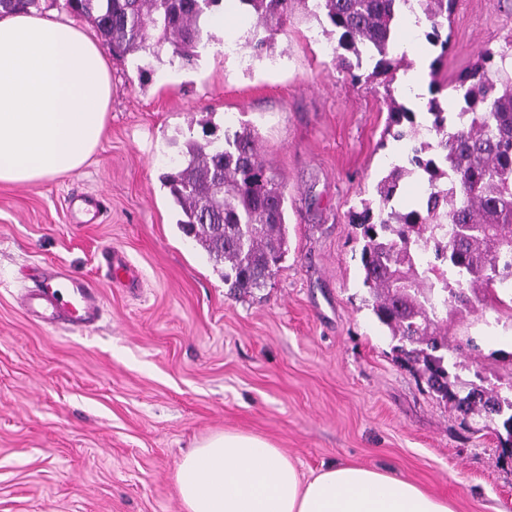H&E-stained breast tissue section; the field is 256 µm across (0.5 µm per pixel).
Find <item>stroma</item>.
<instances>
[{
  "label": "stroma",
  "mask_w": 512,
  "mask_h": 512,
  "mask_svg": "<svg viewBox=\"0 0 512 512\" xmlns=\"http://www.w3.org/2000/svg\"><path fill=\"white\" fill-rule=\"evenodd\" d=\"M254 19L225 16L214 50L171 65V49L109 56L112 102L102 141L80 171L0 185V512H184L182 455L212 434L262 436L304 473L329 464L385 468L448 498L454 512H512V448L437 398L365 298L360 231L350 213L406 146L386 132L390 99L426 122L431 87L461 108L450 81L478 50L512 38V0H456L450 50L424 28L405 50L436 59L410 95L406 67L352 83L338 36L303 0L269 47ZM255 131L288 198V253L265 287L236 295L222 265L177 226L161 182L188 141ZM99 194L98 223L69 202ZM134 279L108 277L103 249ZM91 280L95 327H43L22 297L52 265ZM481 337L459 382L512 381V306L473 302L448 316V337Z\"/></svg>",
  "instance_id": "obj_1"
}]
</instances>
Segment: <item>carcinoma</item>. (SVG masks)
I'll return each mask as SVG.
<instances>
[{
	"mask_svg": "<svg viewBox=\"0 0 512 512\" xmlns=\"http://www.w3.org/2000/svg\"><path fill=\"white\" fill-rule=\"evenodd\" d=\"M43 0H0V16ZM223 0H65L68 12L91 20L112 53L121 57L168 45L172 56L190 63L212 41L209 18ZM257 17L254 47L264 48L288 20L291 0H238ZM417 5L426 39L448 54L444 37L455 0H314L313 14H324L340 32V58L351 81L363 61L376 59L372 74L393 67L389 55L397 14ZM512 54L484 47L473 67L460 72L453 88L462 96L458 112L435 97L426 134L403 123L413 113L398 103L389 112L396 141L407 140L408 165L393 167L377 186L378 202L364 200L352 214L362 229L363 285L381 324L398 341L395 349L419 367L430 389L457 410L502 418L512 447V395L473 383L466 394L453 392L442 333L448 312L472 304L481 286L497 290L512 282ZM415 175L424 186L416 207L393 205L402 182ZM180 211L177 224L216 263L224 283L246 293L262 288L288 251L285 194L260 157L254 134H224V144H186L181 164L164 176Z\"/></svg>",
	"mask_w": 512,
	"mask_h": 512,
	"instance_id": "cac0c4a2",
	"label": "carcinoma"
}]
</instances>
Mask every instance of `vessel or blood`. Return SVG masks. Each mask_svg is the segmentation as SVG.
Returning <instances> with one entry per match:
<instances>
[{"label":"vessel or blood","instance_id":"obj_1","mask_svg":"<svg viewBox=\"0 0 512 512\" xmlns=\"http://www.w3.org/2000/svg\"><path fill=\"white\" fill-rule=\"evenodd\" d=\"M24 306L29 316L43 326L52 328L62 322L84 330L99 319L103 301L88 280L58 266L27 291Z\"/></svg>","mask_w":512,"mask_h":512}]
</instances>
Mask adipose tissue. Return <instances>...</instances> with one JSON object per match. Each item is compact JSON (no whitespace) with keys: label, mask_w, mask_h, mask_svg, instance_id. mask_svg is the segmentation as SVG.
<instances>
[{"label":"adipose tissue","mask_w":512,"mask_h":512,"mask_svg":"<svg viewBox=\"0 0 512 512\" xmlns=\"http://www.w3.org/2000/svg\"><path fill=\"white\" fill-rule=\"evenodd\" d=\"M112 100L100 45L78 25L34 12L0 18V184L84 167ZM184 512H453L386 471L332 464L306 477L269 440L216 433L186 452L175 477Z\"/></svg>","instance_id":"obj_1"}]
</instances>
